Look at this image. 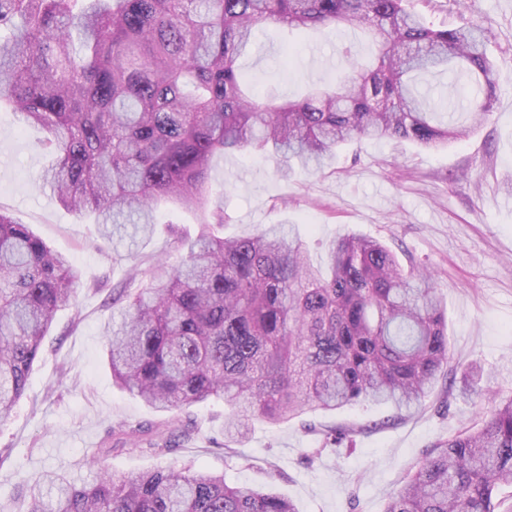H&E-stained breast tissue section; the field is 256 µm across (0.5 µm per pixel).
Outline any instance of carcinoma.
I'll return each mask as SVG.
<instances>
[{
	"mask_svg": "<svg viewBox=\"0 0 512 512\" xmlns=\"http://www.w3.org/2000/svg\"><path fill=\"white\" fill-rule=\"evenodd\" d=\"M406 0H0V104L46 132L57 155L39 180L57 202L91 213L101 237L121 221L153 234L164 201L208 212L187 255L140 288L112 296L121 321L107 333L115 385L163 412L221 399L224 435L358 403H423L448 366V319L433 271L405 269L378 240L345 232L308 257L293 224L248 237L218 232L211 159L253 148L279 171L319 170L355 138L433 146L487 121L499 72L490 28L434 29ZM354 29L378 47L361 65L338 49L337 88L297 102L260 103L235 63L254 28ZM465 78L454 111L415 92L422 73ZM79 273L27 224L0 211V420L24 396L54 314L74 305ZM354 430L323 432L337 446ZM158 455L171 436L148 440ZM512 485V398L481 425L436 443L384 512H512L494 491ZM0 512H297L272 489L231 487L224 475L154 469L105 473L78 485L41 475Z\"/></svg>",
	"mask_w": 512,
	"mask_h": 512,
	"instance_id": "obj_1",
	"label": "carcinoma"
}]
</instances>
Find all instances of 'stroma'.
Returning a JSON list of instances; mask_svg holds the SVG:
<instances>
[{"mask_svg": "<svg viewBox=\"0 0 512 512\" xmlns=\"http://www.w3.org/2000/svg\"><path fill=\"white\" fill-rule=\"evenodd\" d=\"M410 0L411 10L437 27L489 21L486 45L501 70L488 121L468 138L436 149L403 140L364 139L343 146L318 173L281 176L266 156L216 155L210 185L224 201L223 234L245 237L266 224L296 225L313 261L343 230L383 240L400 259L437 273L448 316L449 365L455 378L475 370L483 392L512 398V0ZM288 30L255 29L251 53L238 61L259 97L295 99L310 83L335 84L344 68L337 49L369 60L361 32L322 29L293 52ZM36 126L0 112V209L26 224L80 271L74 308L58 311L29 374L26 395L0 422V497L57 471L85 483L99 468L117 476L171 466L222 474L228 485H274L299 512H384L404 476L438 441L479 423L477 404L460 389L437 384L422 406L397 413L384 405L308 412L278 424L255 423L242 444L224 441V404L210 401L181 413H159L117 388L108 367L105 333L119 316L112 291L174 264L178 239L196 236L200 212L162 205L150 241L120 233L101 239L90 219L62 208L38 181L50 161ZM170 434L174 447L158 456L146 445L116 446L121 426ZM350 426L352 440L321 445L322 431Z\"/></svg>", "mask_w": 512, "mask_h": 512, "instance_id": "1", "label": "stroma"}]
</instances>
